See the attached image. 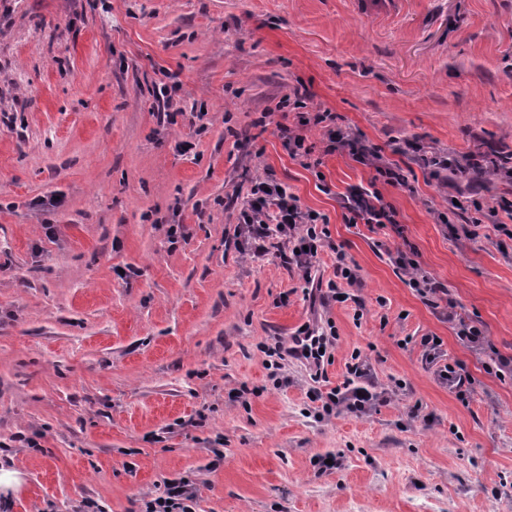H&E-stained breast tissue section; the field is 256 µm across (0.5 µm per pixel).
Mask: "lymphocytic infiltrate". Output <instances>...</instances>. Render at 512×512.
I'll return each instance as SVG.
<instances>
[{"label": "lymphocytic infiltrate", "instance_id": "obj_1", "mask_svg": "<svg viewBox=\"0 0 512 512\" xmlns=\"http://www.w3.org/2000/svg\"><path fill=\"white\" fill-rule=\"evenodd\" d=\"M304 93H296L294 108L303 109L298 129L282 128L283 146L294 159L306 158L311 154L305 127L315 126L325 130L327 137L326 153L348 151L362 163L371 165L376 183L370 187L354 186L340 199L347 223L364 222L380 228L395 225L396 212L385 202L379 190L380 184L404 185V176L387 162L380 146L333 129V116L328 112L306 111ZM240 233L250 252L256 256L266 255L268 242H276L282 262L301 272L304 282H311L312 269L319 252L330 248L336 256L334 277L328 280L321 293L322 301H338L343 285H356L359 281L357 267L348 260L342 247L333 244L327 228L325 215L303 207L299 198L282 189L273 175L258 176L252 179L249 194L240 205ZM391 264L407 277L408 285L421 296H438L442 293L441 284L425 272L416 259V251L410 242H403L395 252L389 253ZM329 334L305 324L298 328L288 341H277L274 355L288 354L306 360L314 369L315 378H322L324 371V350L330 344ZM369 365L360 352H353L347 365L348 377L343 386L332 389L328 394L312 391L313 400L322 401L325 413L342 408L352 413H360L380 399L374 386L367 383Z\"/></svg>", "mask_w": 512, "mask_h": 512}]
</instances>
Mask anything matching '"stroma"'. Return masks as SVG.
I'll return each instance as SVG.
<instances>
[{
  "instance_id": "1",
  "label": "stroma",
  "mask_w": 512,
  "mask_h": 512,
  "mask_svg": "<svg viewBox=\"0 0 512 512\" xmlns=\"http://www.w3.org/2000/svg\"><path fill=\"white\" fill-rule=\"evenodd\" d=\"M298 90L402 168L407 187H380L401 233L346 223L341 196L375 170L325 153L321 129L319 170L288 156ZM410 141L512 148V0H0V468L23 478L0 512H142L182 476L195 512H512V378L486 370L512 358V174L484 183L497 213L480 218L469 178L433 177ZM266 171L328 216L354 301L311 307L297 271L237 246L232 200ZM43 197L64 204L45 215ZM477 218V239L452 236ZM404 238L489 348L404 282L385 254ZM326 320L321 388L360 350L387 393L367 413L319 418L308 367H268L277 339ZM448 363L475 379L467 400Z\"/></svg>"
}]
</instances>
